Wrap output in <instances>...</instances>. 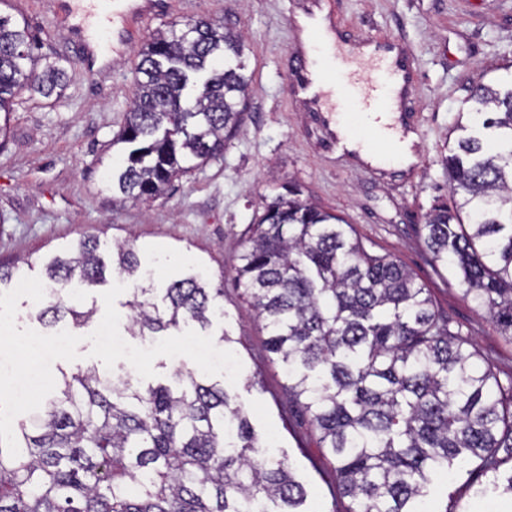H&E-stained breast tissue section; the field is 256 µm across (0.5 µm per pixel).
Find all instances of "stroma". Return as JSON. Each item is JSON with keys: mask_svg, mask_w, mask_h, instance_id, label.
Instances as JSON below:
<instances>
[{"mask_svg": "<svg viewBox=\"0 0 512 512\" xmlns=\"http://www.w3.org/2000/svg\"><path fill=\"white\" fill-rule=\"evenodd\" d=\"M167 2L135 41L109 51L108 65L93 73L77 47L67 0L0 5L75 71L59 100L24 98L12 114L11 137L0 148V261L30 259L26 275L40 278L50 257L92 234L106 247L134 240L158 292L206 267L213 282L224 285V316L204 333L215 340L228 335L242 362L236 384L222 375L216 383L249 411L258 435L272 437L274 454L289 459L307 488V512H348L351 501L334 477L335 462L289 395L266 349L267 332L232 280L242 233L275 187L299 184L374 252L411 269L499 379H512V342L464 298L446 267L430 262L422 230L431 208L449 199L441 160L455 145L452 126L468 113L469 87L512 82V0H326L351 38L398 41L416 75L409 99L418 125L417 162L379 171L328 151L314 113L288 97L300 0ZM190 18L223 19L244 33V61L253 73L248 117L222 158L174 180L149 202L117 201L98 159L122 154L111 141L133 98L139 52L163 23ZM253 376L259 383L251 388ZM490 484L488 476L458 468L434 482L428 501L433 512H512V496L491 491Z\"/></svg>", "mask_w": 512, "mask_h": 512, "instance_id": "stroma-1", "label": "stroma"}]
</instances>
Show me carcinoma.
Wrapping results in <instances>:
<instances>
[{
    "mask_svg": "<svg viewBox=\"0 0 512 512\" xmlns=\"http://www.w3.org/2000/svg\"><path fill=\"white\" fill-rule=\"evenodd\" d=\"M36 50L28 27L0 14V148L19 95L59 97L74 77ZM243 51L222 20L175 22L149 37L112 140L128 146L109 172L113 194L148 201L224 155L249 108ZM469 100L492 116L445 158L457 199L427 214L424 244L512 341V87L480 85ZM301 195L290 182L265 203L235 281L336 461L349 512H423L434 478L462 455L512 495V470L501 473L512 461V380L503 385L478 362L406 266ZM112 268L129 285L141 336L224 315L223 285L208 287L203 272L158 296L134 244L116 245ZM106 271L99 239L80 237L47 264L38 320L52 331L89 326L96 308L72 305L71 289L93 291ZM13 432L19 455L0 447V512H304L308 496L248 413L198 371L144 386L79 367Z\"/></svg>",
    "mask_w": 512,
    "mask_h": 512,
    "instance_id": "1",
    "label": "carcinoma"
}]
</instances>
